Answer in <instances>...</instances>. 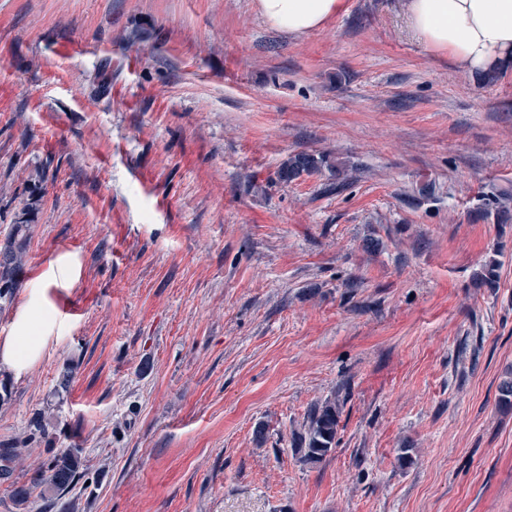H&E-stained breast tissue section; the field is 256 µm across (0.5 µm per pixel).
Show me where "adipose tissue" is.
Segmentation results:
<instances>
[{"label":"adipose tissue","instance_id":"obj_1","mask_svg":"<svg viewBox=\"0 0 512 512\" xmlns=\"http://www.w3.org/2000/svg\"><path fill=\"white\" fill-rule=\"evenodd\" d=\"M273 28L300 36L343 12L345 0H257ZM409 23L424 45L447 54L460 71L512 65V0H405ZM43 291L35 288L20 308L15 330L0 340V367L27 373L43 356L51 327L43 316Z\"/></svg>","mask_w":512,"mask_h":512}]
</instances>
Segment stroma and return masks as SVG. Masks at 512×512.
Masks as SVG:
<instances>
[{
    "label": "stroma",
    "mask_w": 512,
    "mask_h": 512,
    "mask_svg": "<svg viewBox=\"0 0 512 512\" xmlns=\"http://www.w3.org/2000/svg\"><path fill=\"white\" fill-rule=\"evenodd\" d=\"M346 5L291 37L256 0H0V338L40 286L62 323L0 369V512H512V69ZM298 153L347 188L281 181ZM24 224H14L7 244L0 247V308L11 300L18 286L21 271V255L25 247ZM308 440L303 452L306 463L322 462L336 446L339 426V411L336 404L326 403L314 407L308 415ZM50 482L59 495L67 491L77 480V456L73 450H65L50 458L47 464Z\"/></svg>",
    "instance_id": "stroma-1"
}]
</instances>
